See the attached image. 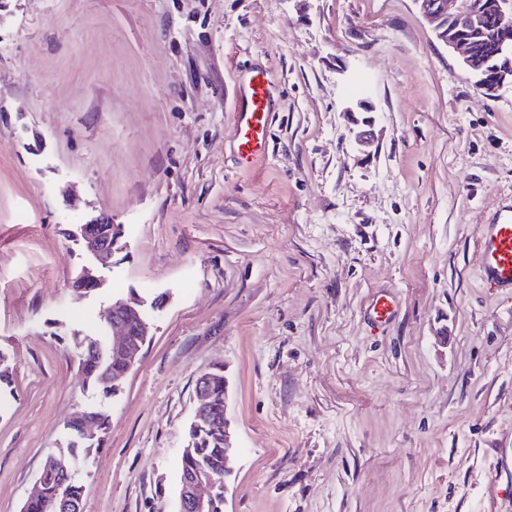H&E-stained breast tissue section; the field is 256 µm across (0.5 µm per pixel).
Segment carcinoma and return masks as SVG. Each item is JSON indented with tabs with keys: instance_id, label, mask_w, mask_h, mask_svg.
<instances>
[{
	"instance_id": "cac0c4a2",
	"label": "carcinoma",
	"mask_w": 512,
	"mask_h": 512,
	"mask_svg": "<svg viewBox=\"0 0 512 512\" xmlns=\"http://www.w3.org/2000/svg\"><path fill=\"white\" fill-rule=\"evenodd\" d=\"M461 33L471 45L470 70L476 83L480 86L493 83L498 73L504 70L503 50L512 49V23H507L495 13L474 7ZM80 231L96 235L115 252L122 249V227L119 224H83ZM83 370L86 381L106 395L116 393L124 380V367L112 359V346L108 337L103 335L85 340ZM210 402L218 410L224 409V373L221 370L212 374ZM86 415L98 422L101 434H106L109 427V417L102 411H87L72 417L68 429L73 440L68 450L73 460L81 463L101 444L99 440L89 443L83 439V418ZM199 479L215 484L211 512H224V434L215 431L209 423L192 421L181 456L179 481ZM82 495L83 486L75 479L74 471L69 470L63 476L51 475L45 478L41 497L32 501L26 512H48L49 503L64 499L79 502Z\"/></svg>"
}]
</instances>
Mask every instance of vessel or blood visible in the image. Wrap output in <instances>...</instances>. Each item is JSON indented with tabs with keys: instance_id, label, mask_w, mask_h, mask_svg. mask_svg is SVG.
Wrapping results in <instances>:
<instances>
[{
	"instance_id": "obj_1",
	"label": "vessel or blood",
	"mask_w": 512,
	"mask_h": 512,
	"mask_svg": "<svg viewBox=\"0 0 512 512\" xmlns=\"http://www.w3.org/2000/svg\"><path fill=\"white\" fill-rule=\"evenodd\" d=\"M237 93L246 101L238 113L236 150L242 164L266 154L272 121V80L268 70H250ZM482 276L490 285L512 291V213L485 225L479 237Z\"/></svg>"
}]
</instances>
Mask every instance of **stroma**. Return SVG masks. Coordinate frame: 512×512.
<instances>
[{"instance_id":"stroma-1","label":"stroma","mask_w":512,"mask_h":512,"mask_svg":"<svg viewBox=\"0 0 512 512\" xmlns=\"http://www.w3.org/2000/svg\"><path fill=\"white\" fill-rule=\"evenodd\" d=\"M255 67L274 119L246 166L234 87ZM509 209L512 96L414 0H0V512L80 410L109 416L82 512H177L216 368L224 512H512V294L477 245ZM92 220L125 248L79 296ZM130 296L150 336L107 396L82 339Z\"/></svg>"}]
</instances>
